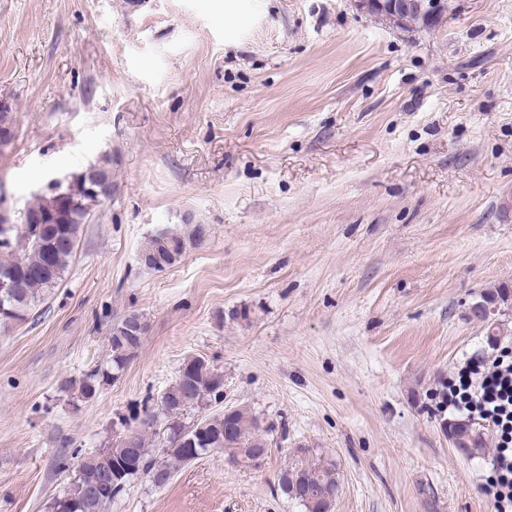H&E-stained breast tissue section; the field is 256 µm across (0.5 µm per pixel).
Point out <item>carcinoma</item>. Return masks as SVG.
<instances>
[{
  "instance_id": "obj_1",
  "label": "carcinoma",
  "mask_w": 512,
  "mask_h": 512,
  "mask_svg": "<svg viewBox=\"0 0 512 512\" xmlns=\"http://www.w3.org/2000/svg\"><path fill=\"white\" fill-rule=\"evenodd\" d=\"M410 2L412 7L408 11L388 17V21L396 25L421 23L432 26L448 11V0ZM111 195L112 157L105 154L85 169L69 174L64 185L54 192L38 196L28 205L32 212L47 213L49 218L46 223L35 225L40 230L37 238L30 236L26 225H14L12 246L0 249V272L9 270L18 276L16 287L0 294V309L4 310L5 317L19 323L27 321L45 294L61 284L75 256L82 225ZM180 223L189 226V230L164 231L168 245H163L156 234L145 242L140 254L153 258L150 269L165 270L180 260L191 241L203 236L201 225L184 217ZM42 238L57 242L52 252L53 274L47 278H29L26 269L39 267L44 261V251L39 243ZM511 297V292L500 289L484 296L476 307L486 311ZM131 322L148 327L144 316L138 313L124 315L110 330L109 361L69 382L68 387L75 389L83 401L95 398L136 356L143 338L132 337L126 332V326ZM223 402L224 377L202 358L184 362L157 408H144L142 428L123 429L116 434L111 446L77 462L73 480L63 494L52 499L50 512H72L74 507L77 512H109L112 502L123 495L134 479L143 476L151 482L156 478L168 482L179 466L208 454L228 451L236 462H252L257 449L266 447L267 442L260 432L257 417L246 409H233L230 420L220 411L192 426H185L180 421L188 410ZM162 417L167 419L166 438L157 448L149 437V429ZM442 429L454 446L468 456L476 457L486 448L484 434L469 422L447 419ZM106 470L120 476V480L95 494L90 493L92 484ZM278 486L283 494L299 501L305 512H332L341 492L336 466L321 459L285 468L280 472Z\"/></svg>"
}]
</instances>
